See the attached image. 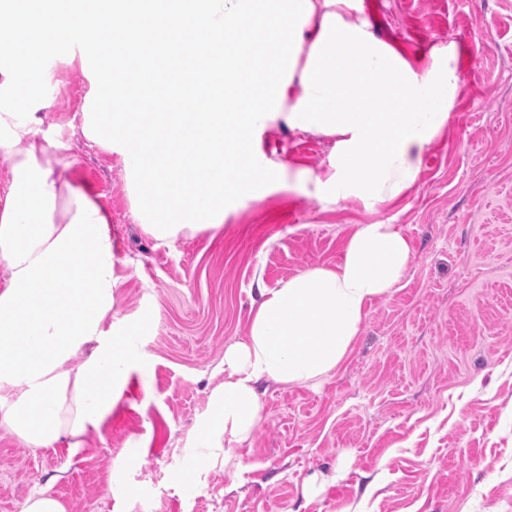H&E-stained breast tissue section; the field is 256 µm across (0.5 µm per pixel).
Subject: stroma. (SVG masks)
Masks as SVG:
<instances>
[{"mask_svg":"<svg viewBox=\"0 0 512 512\" xmlns=\"http://www.w3.org/2000/svg\"><path fill=\"white\" fill-rule=\"evenodd\" d=\"M364 3L405 56L455 43L463 84L418 186L377 211L283 190L244 201L217 234L160 246L131 221L116 156L75 142L69 174L110 217L115 310L140 328L150 374H130L82 447L30 448L0 432L11 512L52 476L68 512H512V0ZM49 79L43 127L67 139L87 81L66 57ZM268 145L315 171L332 148L276 130ZM378 220L412 247L401 282L320 383L262 385L246 472L216 467L186 496V437L209 411L225 348L248 331L258 285L336 265L355 226Z\"/></svg>","mask_w":512,"mask_h":512,"instance_id":"35a3bbf8","label":"stroma"}]
</instances>
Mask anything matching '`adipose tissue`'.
<instances>
[{
    "mask_svg": "<svg viewBox=\"0 0 512 512\" xmlns=\"http://www.w3.org/2000/svg\"><path fill=\"white\" fill-rule=\"evenodd\" d=\"M0 65V429L31 448L100 430L131 371L148 363L112 308L110 219L68 176L70 141L42 127L45 51L77 52L89 84L82 137L117 155L130 217L158 245L219 232L242 200L288 190L375 209L410 193L462 91L455 43L408 58L374 30L364 0H29L7 14ZM118 45L104 66L91 32ZM187 95L180 112H137ZM274 129L332 139L321 171L264 150ZM384 221L357 225L333 267L264 288L247 336L224 350L211 413L189 433L182 488L216 464L240 475L263 383L305 385L343 362L373 301L412 260Z\"/></svg>",
    "mask_w": 512,
    "mask_h": 512,
    "instance_id": "1",
    "label": "adipose tissue"
}]
</instances>
